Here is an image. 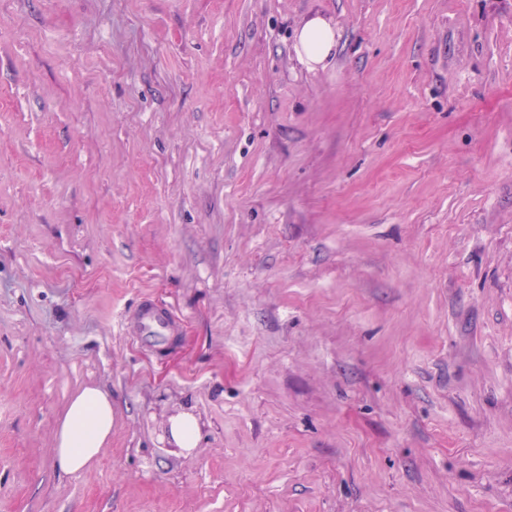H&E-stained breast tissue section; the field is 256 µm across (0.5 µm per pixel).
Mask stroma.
<instances>
[{"label": "stroma", "mask_w": 512, "mask_h": 512, "mask_svg": "<svg viewBox=\"0 0 512 512\" xmlns=\"http://www.w3.org/2000/svg\"><path fill=\"white\" fill-rule=\"evenodd\" d=\"M0 512H512V0H0ZM336 45V30L323 17L313 16L300 27L295 50L299 62L308 69L323 64ZM137 322H141L143 328L150 329L158 335H165L174 326L164 309L156 308L151 304L145 305L136 319H124L123 329L128 330L135 327ZM115 420L112 395L97 386L76 392L65 407L55 441V461L63 474H74L98 461ZM171 437L181 448H193L199 438V428L195 416L185 412L174 418L170 426Z\"/></svg>", "instance_id": "1"}]
</instances>
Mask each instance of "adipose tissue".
<instances>
[{
    "mask_svg": "<svg viewBox=\"0 0 512 512\" xmlns=\"http://www.w3.org/2000/svg\"><path fill=\"white\" fill-rule=\"evenodd\" d=\"M336 45V31L323 17L314 16L300 27L295 50L307 68L323 64ZM115 420L112 395L97 386L76 392L59 422L55 441V461L59 472L74 474L98 461Z\"/></svg>",
    "mask_w": 512,
    "mask_h": 512,
    "instance_id": "obj_1",
    "label": "adipose tissue"
}]
</instances>
